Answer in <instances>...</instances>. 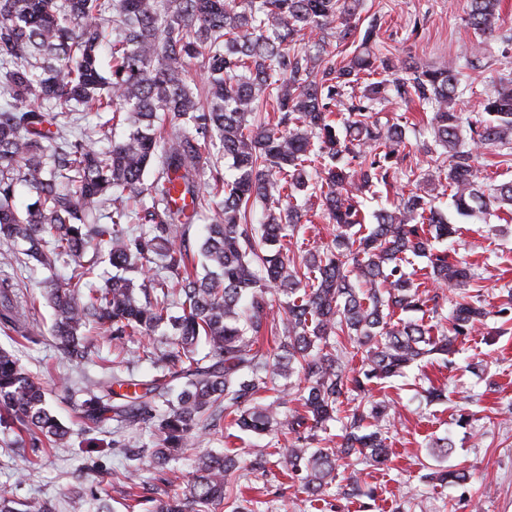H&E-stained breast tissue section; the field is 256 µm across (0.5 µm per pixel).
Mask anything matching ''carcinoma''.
Here are the masks:
<instances>
[{"label":"carcinoma","instance_id":"obj_1","mask_svg":"<svg viewBox=\"0 0 512 512\" xmlns=\"http://www.w3.org/2000/svg\"><path fill=\"white\" fill-rule=\"evenodd\" d=\"M361 0H0V247L3 260L70 272L49 281L60 356L90 360L89 327L118 352L139 342L137 359L156 371L143 380L100 358L102 375L67 384L61 398L83 429L108 422L112 448L138 459L120 429H151L152 463H169L202 434L236 429L273 439L287 431L285 475L312 504L327 502L339 476L348 496L373 497L348 458L372 466L390 460L389 406L368 400L371 385L401 376L430 355H448L484 323L480 294L451 301L448 326L439 309L448 296L428 285H475L473 267L438 241L461 227L414 190L372 213L360 197L389 185L409 140L399 123L372 120L390 93L427 106L435 142L448 163L431 181L448 190L463 217L512 213V182L481 175L488 148L512 161V78L485 94L483 112L456 108L459 66L395 64L377 51V21L364 26ZM499 0H469L467 21L482 38L498 29ZM320 34L301 45L306 32ZM353 47L324 63L330 40ZM108 47L112 64L101 65ZM203 59L202 93L188 83ZM395 69L393 80L379 71ZM271 108L276 121H256ZM85 112L97 123L79 129ZM469 140L462 141L463 130ZM229 161L230 177L221 162ZM212 194L200 191L203 167ZM154 170L151 184L144 176ZM35 196L21 210L15 190ZM262 206L259 224L253 209ZM319 209L336 224L323 248H303L302 218ZM206 223L199 251L207 271L190 269L186 235ZM138 224L141 231L130 232ZM21 244V255L14 246ZM415 258L427 265L405 271ZM117 270L94 286L100 264ZM154 265L148 283L132 273ZM37 299L14 278L0 279V331L34 343ZM431 313L430 321L404 319ZM163 347L143 341L156 333ZM361 357V367L349 361ZM48 392L10 351L0 348V428L18 434L16 451L37 455L71 446L70 431L48 408ZM356 395L359 405L339 417ZM300 407L284 413L290 400ZM342 420L333 445L318 432ZM259 448L249 472H269ZM239 451L196 452L189 493L156 498L150 488L124 492L125 512H255L243 497ZM429 482L463 484L466 469L435 468ZM0 512H56L43 499L0 493Z\"/></svg>","mask_w":512,"mask_h":512}]
</instances>
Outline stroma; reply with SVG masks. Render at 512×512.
<instances>
[{"label": "stroma", "instance_id": "stroma-1", "mask_svg": "<svg viewBox=\"0 0 512 512\" xmlns=\"http://www.w3.org/2000/svg\"><path fill=\"white\" fill-rule=\"evenodd\" d=\"M468 11L469 0H365L361 19L380 18L377 34L383 55L396 62L409 58L430 66L458 61L477 42L467 23ZM499 14L501 37L491 40L475 68L465 72L471 89L460 98L463 112H480L485 91L499 77L512 74V0H502ZM373 116L382 123H407L412 144L409 164L424 173L434 171L443 149L436 145L421 105L393 99L375 107ZM458 223L464 229L457 242L458 255L479 275L490 315L458 343L451 364L436 355L426 357L406 377L372 391V399L389 404L393 417L388 466L363 468V478L376 487L377 496L362 503L333 495L324 512H471L476 500L482 512H512V331L500 333L501 320L496 315L504 307L512 310V220L462 217ZM52 314L47 302H39L40 343L16 345L0 333V347L14 351L49 390L50 410L71 429L72 443L65 450L24 457L14 451V434L0 432V491L20 498L54 499L60 512H100L105 505L110 512H123L113 477L129 472L135 482L158 487L171 497L183 495L191 482L189 459L174 461L181 478L173 484L163 482L147 457L137 471H129L123 455L110 446L111 432L85 433L72 407L57 396L62 381L97 377L101 370L92 362L72 364L58 357L49 334ZM432 385L445 387L447 402L427 400L425 391ZM461 411L471 417L463 427L453 419ZM432 437L448 438L452 452L445 464L469 470L465 485L424 481L426 446ZM21 471L27 479L19 485L15 476ZM251 484V496L261 501V512H315L279 466H272L267 475L252 476Z\"/></svg>", "mask_w": 512, "mask_h": 512}]
</instances>
